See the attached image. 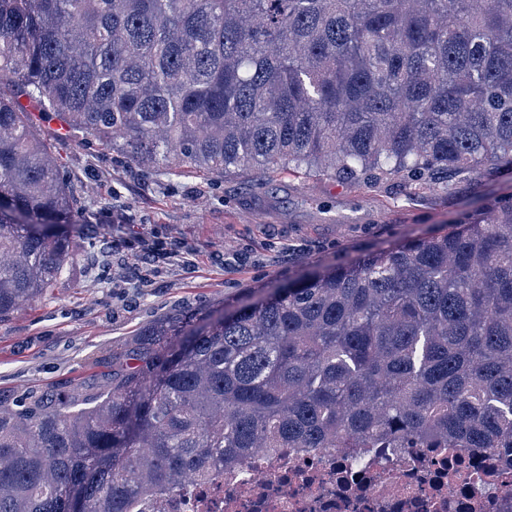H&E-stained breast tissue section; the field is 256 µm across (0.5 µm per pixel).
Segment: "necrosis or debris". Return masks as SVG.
<instances>
[{
    "label": "necrosis or debris",
    "mask_w": 512,
    "mask_h": 512,
    "mask_svg": "<svg viewBox=\"0 0 512 512\" xmlns=\"http://www.w3.org/2000/svg\"><path fill=\"white\" fill-rule=\"evenodd\" d=\"M163 512H512V448H280Z\"/></svg>",
    "instance_id": "1"
}]
</instances>
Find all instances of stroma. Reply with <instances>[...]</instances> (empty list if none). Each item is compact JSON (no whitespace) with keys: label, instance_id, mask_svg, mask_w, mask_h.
<instances>
[{"label":"stroma","instance_id":"1","mask_svg":"<svg viewBox=\"0 0 512 512\" xmlns=\"http://www.w3.org/2000/svg\"><path fill=\"white\" fill-rule=\"evenodd\" d=\"M81 198L78 247L44 298L0 320V393L19 399L103 383L100 360L159 319L259 297L339 261L431 235L512 195V175L350 184L256 168L227 176L145 172L36 116Z\"/></svg>","mask_w":512,"mask_h":512}]
</instances>
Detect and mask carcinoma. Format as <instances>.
Returning <instances> with one entry per match:
<instances>
[{"label": "carcinoma", "instance_id": "carcinoma-1", "mask_svg": "<svg viewBox=\"0 0 512 512\" xmlns=\"http://www.w3.org/2000/svg\"><path fill=\"white\" fill-rule=\"evenodd\" d=\"M145 171L512 174V0H0V320L74 259L33 111ZM0 397V512H142L269 448H512V196Z\"/></svg>", "mask_w": 512, "mask_h": 512}]
</instances>
